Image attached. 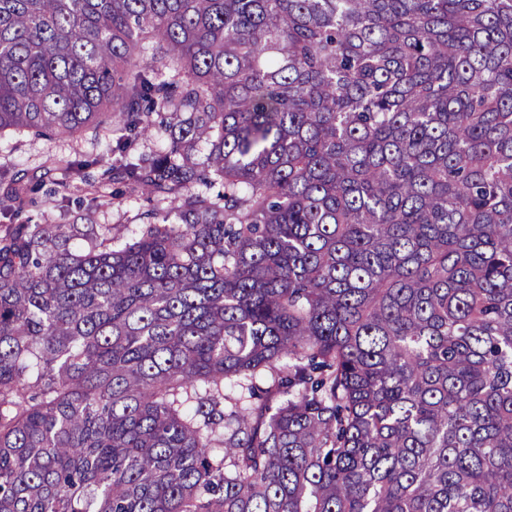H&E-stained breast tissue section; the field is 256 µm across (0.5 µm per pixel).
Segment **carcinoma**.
Returning <instances> with one entry per match:
<instances>
[{
    "mask_svg": "<svg viewBox=\"0 0 512 512\" xmlns=\"http://www.w3.org/2000/svg\"><path fill=\"white\" fill-rule=\"evenodd\" d=\"M112 124L0 173V512H512V0H0V138ZM112 132L106 129H89L73 138H34L15 134L0 140V171L10 170L40 175L51 158L74 159L95 155L111 143ZM151 207L138 193H127L120 201L102 207L93 214V223L112 228L113 245L119 246L137 233L142 224L140 213ZM75 211V206L71 201L68 202L58 197H50L48 199L44 198L43 202L39 204V207L32 211L31 214L38 219L44 214L50 221L60 222L64 220L63 214L74 215Z\"/></svg>",
    "mask_w": 512,
    "mask_h": 512,
    "instance_id": "1",
    "label": "carcinoma"
}]
</instances>
